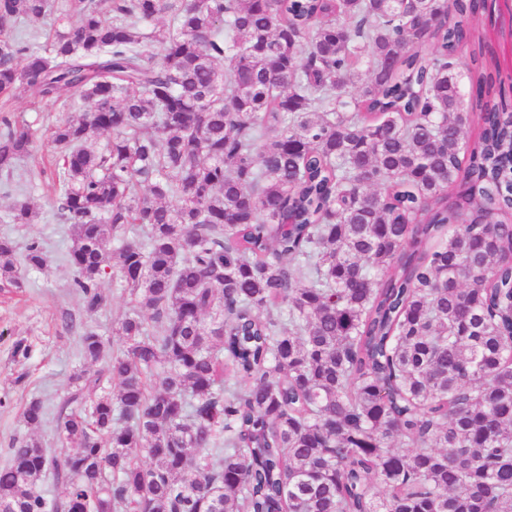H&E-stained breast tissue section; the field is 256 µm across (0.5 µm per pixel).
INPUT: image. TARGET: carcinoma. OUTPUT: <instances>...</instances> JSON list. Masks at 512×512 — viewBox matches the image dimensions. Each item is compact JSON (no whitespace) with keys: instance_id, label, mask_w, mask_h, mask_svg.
<instances>
[{"instance_id":"1","label":"carcinoma","mask_w":512,"mask_h":512,"mask_svg":"<svg viewBox=\"0 0 512 512\" xmlns=\"http://www.w3.org/2000/svg\"><path fill=\"white\" fill-rule=\"evenodd\" d=\"M487 10L0 0V175L41 139L17 93L70 106L49 141L73 288L95 313L115 275L130 305L120 353L81 332L62 448H9L0 512H512V111ZM0 282L23 287L8 239Z\"/></svg>"}]
</instances>
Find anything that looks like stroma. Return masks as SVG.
<instances>
[{"label": "stroma", "mask_w": 512, "mask_h": 512, "mask_svg": "<svg viewBox=\"0 0 512 512\" xmlns=\"http://www.w3.org/2000/svg\"><path fill=\"white\" fill-rule=\"evenodd\" d=\"M492 4L491 13L478 17L474 24L485 30L494 49L490 62L512 74V39L505 35L512 26V0H492ZM51 154V147L44 145L21 161L24 193L10 190L0 176V237L11 238L20 254L31 241H41L49 257L45 268L25 271L22 288L0 286V466L8 462L13 440L31 434L48 450L61 447L55 410L70 391V378L81 365L77 337L63 328V313H72L77 322L96 329L104 336L110 352H118L123 346L121 338L112 333L113 325L129 309L118 280L108 278L102 282L106 304L91 314L83 312L71 290L73 273L66 261L71 241L67 225L57 220L53 208L48 174ZM21 198L37 210L35 223H9L11 207ZM20 341L30 347L28 358L19 359L13 354ZM34 398L45 402L49 414L32 431L22 411Z\"/></svg>", "instance_id": "35a3bbf8"}]
</instances>
